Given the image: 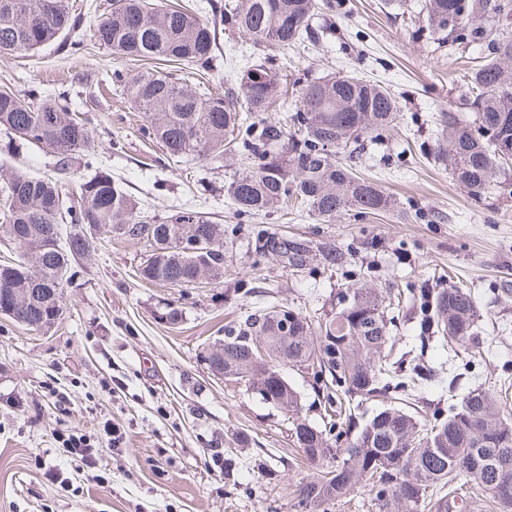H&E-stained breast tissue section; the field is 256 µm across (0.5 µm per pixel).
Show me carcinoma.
I'll return each mask as SVG.
<instances>
[{
    "mask_svg": "<svg viewBox=\"0 0 512 512\" xmlns=\"http://www.w3.org/2000/svg\"><path fill=\"white\" fill-rule=\"evenodd\" d=\"M0 0V53L30 56L43 45L75 32L78 21L64 0ZM318 0H228L224 28L249 36L264 52L236 71L237 87L214 93L191 85L189 72L146 71L134 78L112 73V82L143 114V134L162 147L174 163L205 161L236 146L242 168L229 175L226 194L236 211L259 215L296 204L323 220L354 211L378 214L395 199L351 165L336 160L344 153L358 158L361 142L383 140L395 128L400 107L389 88L353 74L311 78L297 76L292 112L286 120L276 111L286 69L274 53L305 40L317 41L312 19ZM427 29L441 43L464 38L486 46L487 54L462 75L466 101L474 119L461 121L452 112L439 115L441 130L435 163L473 197L492 188L512 186V0H426ZM95 43L123 58L183 64L210 71L216 59V32L182 5L154 0H115L108 16L93 29ZM0 127L19 139L55 154L59 176L69 170L76 152H93L89 119L76 113L68 94L34 101L9 87L0 88ZM21 224L23 239H13L15 260L0 262V308L13 296L38 292L25 315L49 317L62 304L73 276L71 259L90 252L101 230L129 240H145L151 254L140 276L177 288L194 285L204 267L207 278L224 276V227L199 210L181 207L160 217L137 205L112 174L100 170L78 185L72 198L58 178L16 172L0 186V231ZM77 231L62 235L61 225ZM58 249L38 251L49 233ZM208 245L194 253V244ZM254 252L272 255L285 268L308 267L311 242L260 230ZM417 330L423 342L437 340L453 354L475 334L479 314L465 288H420ZM335 316L312 322L287 304L256 308L224 328V353L209 366L227 381L247 380L260 390L262 369L251 353L250 337L265 336L269 349L285 354L283 364L313 374L322 390L324 420L319 426L301 415L298 393L287 380L268 379L279 392L277 407L291 419L298 450L320 473L299 483L295 512H330L359 486L370 487L375 512H448V495L431 501L435 489L461 478L499 512H512V419L500 414L491 394L476 388L438 423L424 422L397 400L435 381L445 370L415 365L394 381L395 365L386 309L389 288L364 284L347 288ZM360 398L383 404L362 426L347 403Z\"/></svg>",
    "mask_w": 512,
    "mask_h": 512,
    "instance_id": "1",
    "label": "carcinoma"
}]
</instances>
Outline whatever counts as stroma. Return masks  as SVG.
<instances>
[{"instance_id":"stroma-1","label":"stroma","mask_w":512,"mask_h":512,"mask_svg":"<svg viewBox=\"0 0 512 512\" xmlns=\"http://www.w3.org/2000/svg\"><path fill=\"white\" fill-rule=\"evenodd\" d=\"M112 2L67 0L84 50L72 55L57 42L30 58L0 54V86L68 93L89 118L97 161L73 155L70 188L102 167L159 215L193 206L223 225L224 277L191 288L142 280L149 245L103 232L90 255L73 261L54 325L32 330L0 316V512H293L295 490L314 470L298 460L289 423L248 385L213 376L203 355L255 306L279 302L325 318L354 284L467 288L480 318L455 363L456 380L417 390L408 409L421 419L446 414L451 398L482 387L512 416V194L472 198L431 155L439 113L473 118L457 80L462 58L475 50L433 39L424 0H347L343 10L323 11L314 21L318 46L299 67L390 88L399 123L383 142L367 143L357 169L402 208L327 222L276 209L246 217L224 192L236 156L175 164L142 135L140 113L111 75L120 69L133 78L145 64L116 59L91 40ZM178 2L199 5L217 29L210 90L233 87L228 62L252 53L248 37L225 31L224 0ZM54 163L52 153L0 130V181L18 171L51 176ZM261 229L340 249L348 262L336 270L315 261L292 274L275 257L255 254ZM395 321L393 343L406 365L446 362L435 342L420 343L413 309ZM70 433L89 440L94 464L67 453L61 438Z\"/></svg>"}]
</instances>
